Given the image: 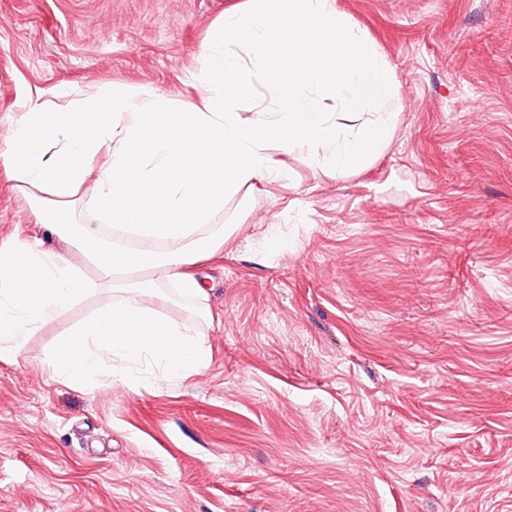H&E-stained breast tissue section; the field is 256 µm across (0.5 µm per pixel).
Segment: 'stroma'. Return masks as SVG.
Returning a JSON list of instances; mask_svg holds the SVG:
<instances>
[{
    "mask_svg": "<svg viewBox=\"0 0 512 512\" xmlns=\"http://www.w3.org/2000/svg\"><path fill=\"white\" fill-rule=\"evenodd\" d=\"M245 3L0 0V244L62 247L3 159L24 104L197 100ZM338 6L392 70L386 145L225 200L200 372L58 376L93 294L0 360V512H512V0Z\"/></svg>",
    "mask_w": 512,
    "mask_h": 512,
    "instance_id": "obj_1",
    "label": "stroma"
}]
</instances>
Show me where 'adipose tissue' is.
Here are the masks:
<instances>
[{
	"instance_id": "1",
	"label": "adipose tissue",
	"mask_w": 512,
	"mask_h": 512,
	"mask_svg": "<svg viewBox=\"0 0 512 512\" xmlns=\"http://www.w3.org/2000/svg\"><path fill=\"white\" fill-rule=\"evenodd\" d=\"M199 103L177 106L164 93L127 95L94 85L72 102L59 126L53 101L25 104L11 127L7 156L14 180L38 190L39 223L70 202L87 177L88 224L59 226L95 267L101 290L90 317L73 329L50 363L59 374L91 379L113 354L152 357L164 374L199 371L209 352L200 330L167 319L173 278L193 297L201 322L212 319L192 267L223 246V232L195 238L225 199L256 181L284 177L275 151H306L324 171L363 168L394 126L387 109L392 74L374 47L339 11L336 0H247L230 10L204 48ZM264 86L271 103L255 100ZM315 86L319 99L300 103ZM59 142L56 151L48 145ZM145 237L138 250L97 246L96 225ZM88 291L65 251L25 243L0 247V359L17 358L27 336Z\"/></svg>"
}]
</instances>
